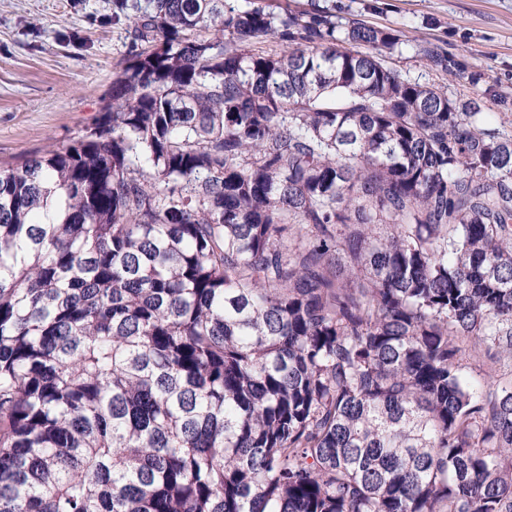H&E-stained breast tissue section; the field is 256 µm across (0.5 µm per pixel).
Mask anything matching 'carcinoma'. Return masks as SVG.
<instances>
[{
	"label": "carcinoma",
	"instance_id": "cac0c4a2",
	"mask_svg": "<svg viewBox=\"0 0 512 512\" xmlns=\"http://www.w3.org/2000/svg\"><path fill=\"white\" fill-rule=\"evenodd\" d=\"M121 19L98 115L0 166V512H512V381L467 369L512 362L485 94L331 12ZM469 366L474 368L476 371H481L491 377V379L496 380L500 377H507L510 375V367L503 362H499L496 360H491L487 358L483 353H479L473 359L468 360Z\"/></svg>",
	"mask_w": 512,
	"mask_h": 512
}]
</instances>
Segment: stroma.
<instances>
[{
	"instance_id": "35a3bbf8",
	"label": "stroma",
	"mask_w": 512,
	"mask_h": 512,
	"mask_svg": "<svg viewBox=\"0 0 512 512\" xmlns=\"http://www.w3.org/2000/svg\"><path fill=\"white\" fill-rule=\"evenodd\" d=\"M398 30L387 65L411 81L462 98L492 89L494 127L512 135V0H288ZM114 0H0V164L62 146L92 122L112 92L128 49ZM443 47L453 73L428 67L421 51Z\"/></svg>"
}]
</instances>
